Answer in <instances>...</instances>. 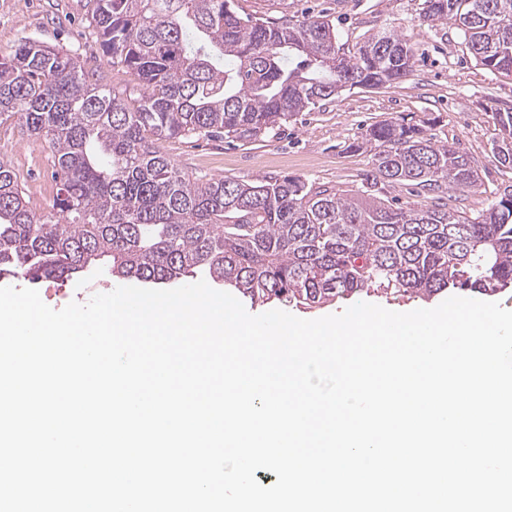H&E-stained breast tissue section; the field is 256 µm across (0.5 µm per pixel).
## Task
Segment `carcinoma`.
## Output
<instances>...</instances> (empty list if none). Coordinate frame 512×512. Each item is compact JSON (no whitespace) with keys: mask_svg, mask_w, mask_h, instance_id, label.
<instances>
[{"mask_svg":"<svg viewBox=\"0 0 512 512\" xmlns=\"http://www.w3.org/2000/svg\"><path fill=\"white\" fill-rule=\"evenodd\" d=\"M89 5L107 61L138 84L107 87L31 38L0 53V124L47 139L58 181L38 215L0 162V277L72 279L107 258L118 280L202 274L254 301L308 306L512 286V194L474 218L448 207L445 191L474 190L479 166L417 126L378 124L350 148L371 156L367 185L407 183L429 204L344 197L291 176L191 179L160 151L166 138L253 139L347 88L397 83L415 56L402 35L379 32L348 54L324 16L270 25L232 0ZM423 20L456 25L485 69H512V0H424ZM496 120L495 159L512 168V111Z\"/></svg>","mask_w":512,"mask_h":512,"instance_id":"obj_1","label":"carcinoma"}]
</instances>
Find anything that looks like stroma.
<instances>
[{"label": "stroma", "instance_id": "1", "mask_svg": "<svg viewBox=\"0 0 512 512\" xmlns=\"http://www.w3.org/2000/svg\"><path fill=\"white\" fill-rule=\"evenodd\" d=\"M423 0H234L239 13L272 21L323 15L332 20L340 43L356 50L377 32H397L413 46L417 61L408 77L379 89H354L302 112L288 123L251 140L227 137L161 141L160 150L188 176L250 180L294 176L338 193H357L370 156L351 150L362 133L382 122L416 125L473 157L482 185L452 208L475 215L512 187V169L500 166L492 148L501 138L494 114L512 107V70L488 71L470 55L451 24L422 19ZM87 0H0V51L30 37L62 48L81 61L98 63L105 83L129 81L104 57L88 16ZM0 161L19 175L36 213L48 211L56 193L51 152L39 137L13 123L0 125ZM35 287L42 301L59 310L87 302L117 283L97 272L77 280L0 278V287Z\"/></svg>", "mask_w": 512, "mask_h": 512}]
</instances>
